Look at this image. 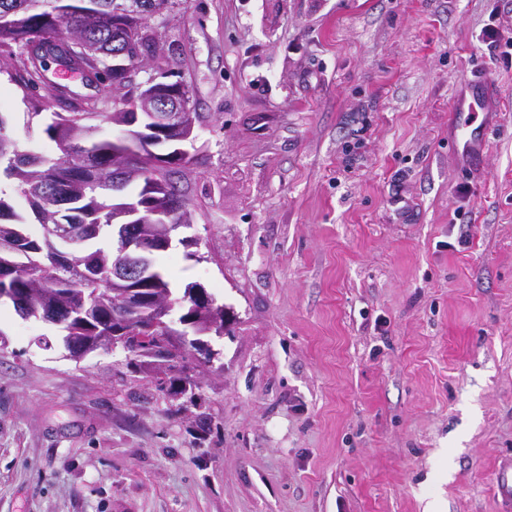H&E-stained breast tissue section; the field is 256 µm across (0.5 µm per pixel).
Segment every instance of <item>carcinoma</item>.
Segmentation results:
<instances>
[{
	"mask_svg": "<svg viewBox=\"0 0 512 512\" xmlns=\"http://www.w3.org/2000/svg\"><path fill=\"white\" fill-rule=\"evenodd\" d=\"M95 6L75 7L70 0H0V47L31 39H49L57 27L90 32V52L72 58L85 70L100 73L108 85L128 82L125 70L104 64L116 49L112 23L91 29V11L112 17L133 6L139 13H159L169 0H92ZM14 82L26 101L33 104L30 117L41 115L39 96L28 69L18 73ZM97 102L66 112L51 113L43 133L54 144L52 152H38L21 144L9 130V118L0 112V289L12 288L15 311L23 318L45 320L50 306L63 302L71 307L70 317L58 324L65 347L82 345L94 336L119 326V312L112 307V246L91 251L78 249L54 233L60 224L77 228L83 241L96 240L117 223L127 207L142 212L161 210L178 224L189 215V202L176 175L189 163L187 156H175L169 149L175 133H149L126 143L101 135V124L121 126L134 121L135 112H99ZM36 224L41 235L31 236L27 228ZM153 283L159 294L184 306L193 291L205 293L197 283L185 285L176 297L163 273L152 266ZM170 328L148 313L137 316L128 335L137 337L131 349L139 357H148ZM194 338L185 341L187 352L182 365L195 356L201 337L213 333L204 318L195 317L190 327Z\"/></svg>",
	"mask_w": 512,
	"mask_h": 512,
	"instance_id": "carcinoma-1",
	"label": "carcinoma"
}]
</instances>
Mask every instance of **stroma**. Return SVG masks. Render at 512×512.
I'll return each mask as SVG.
<instances>
[{"instance_id":"obj_1","label":"stroma","mask_w":512,"mask_h":512,"mask_svg":"<svg viewBox=\"0 0 512 512\" xmlns=\"http://www.w3.org/2000/svg\"><path fill=\"white\" fill-rule=\"evenodd\" d=\"M192 226L157 264L233 316L190 407L0 302V512H512V0H170ZM0 67V111L50 144ZM496 86L481 168L448 146ZM193 245L183 246V237ZM507 34V36L505 35ZM482 41L487 44L491 49L499 50L502 46L507 49L502 51L501 53L505 58H509V55L512 56V33L511 31H504L500 28L499 25H495L494 23L487 24L483 30L481 31ZM510 50V52L508 51ZM457 85L460 91L448 106L453 117L449 138L460 162L477 168L483 161L491 113L497 112L496 88L489 78L476 74L460 77Z\"/></svg>"}]
</instances>
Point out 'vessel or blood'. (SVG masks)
Returning a JSON list of instances; mask_svg holds the SVG:
<instances>
[{"mask_svg": "<svg viewBox=\"0 0 512 512\" xmlns=\"http://www.w3.org/2000/svg\"><path fill=\"white\" fill-rule=\"evenodd\" d=\"M457 84L460 92L448 106L453 117L449 138L460 162L476 168L483 161L486 132L496 110V88L489 78L476 74L460 77Z\"/></svg>", "mask_w": 512, "mask_h": 512, "instance_id": "b4317fda", "label": "vessel or blood"}]
</instances>
